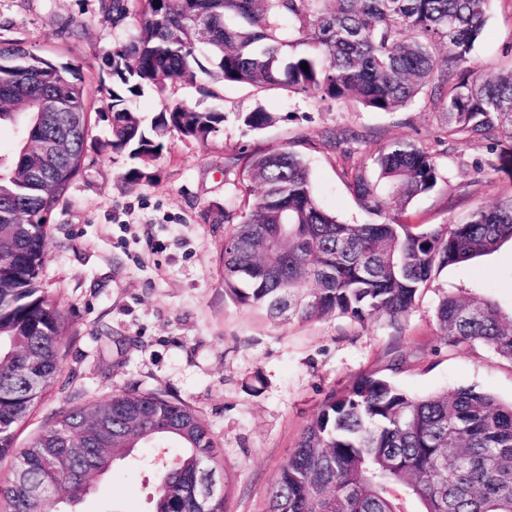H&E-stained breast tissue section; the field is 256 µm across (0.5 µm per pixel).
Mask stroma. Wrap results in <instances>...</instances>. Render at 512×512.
Returning <instances> with one entry per match:
<instances>
[{
  "mask_svg": "<svg viewBox=\"0 0 512 512\" xmlns=\"http://www.w3.org/2000/svg\"><path fill=\"white\" fill-rule=\"evenodd\" d=\"M107 0H0V40L71 65L90 95L91 131L81 169L51 213L45 295L69 324L64 371L28 421L16 447L72 403L107 402L128 390L154 392L195 407L224 455L225 512H267L268 494L306 424L330 391L378 372L421 397L476 386L512 403V364L482 346H444L435 309L448 293L490 300L512 311V241L491 254L444 268L421 292L399 327L375 314L365 322L332 314L275 323L239 303L224 285L221 258L229 231L223 209L238 208L234 156L257 148H287L309 166L323 209L349 224L368 222L343 175L341 148L364 156L411 142L437 157L442 178L414 200V224H446L490 206L512 190L492 169L484 141L443 140L441 122L424 98L397 112H370L288 88L257 90L200 77L164 94L141 98L151 120L164 106L215 107L224 122L207 142L168 135L148 167L150 180L129 189L134 162L108 148L110 122L101 67L115 32L105 22ZM512 0H494L470 65L493 75L512 65ZM270 113L261 130L242 117ZM92 492L78 512H150L151 470L125 460L91 475Z\"/></svg>",
  "mask_w": 512,
  "mask_h": 512,
  "instance_id": "35a3bbf8",
  "label": "stroma"
}]
</instances>
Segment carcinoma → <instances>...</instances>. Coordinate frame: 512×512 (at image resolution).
<instances>
[{"label":"carcinoma","instance_id":"obj_1","mask_svg":"<svg viewBox=\"0 0 512 512\" xmlns=\"http://www.w3.org/2000/svg\"><path fill=\"white\" fill-rule=\"evenodd\" d=\"M490 0H112L105 20L119 30L103 66L114 152L138 166L123 176L138 188L144 168L173 132L204 143L224 122L218 109L174 104L150 126L131 106L145 92L214 76L256 89L286 86L365 110L396 112L421 94L444 117L453 141L478 138L494 149L512 141V68L483 78L468 66ZM308 69H302L303 65ZM42 95L51 110L27 107ZM84 80L65 63L0 41V122L19 129L12 164L0 158V512H65L137 448L155 449L159 482L152 512H224V493L202 500V470L223 475L210 429L197 411L156 393L127 391L74 405L45 424L25 448L14 430L63 371L69 327L37 277L46 260L49 216L78 173L89 127L55 158L41 142L62 133L70 114L88 115ZM262 129L271 115L247 113ZM344 174L371 220L339 221L319 206L304 159L285 148L258 150L239 174L241 202L221 213L224 285L240 303L273 320L308 321L333 313L398 324L432 275L512 240V194L452 224L405 219L408 206L437 186L436 156L413 143L374 148ZM261 192L252 195V184ZM280 239V247L269 243ZM283 267L287 283L262 274ZM244 282L248 288L236 287ZM436 320L450 349L481 345L512 364V314L490 301L442 296ZM112 414L109 436L88 421ZM181 448L174 457L169 444ZM86 454L73 459L67 449ZM268 512H512V404L474 387L411 396L386 377L362 375L334 390L305 426L269 494Z\"/></svg>","mask_w":512,"mask_h":512}]
</instances>
